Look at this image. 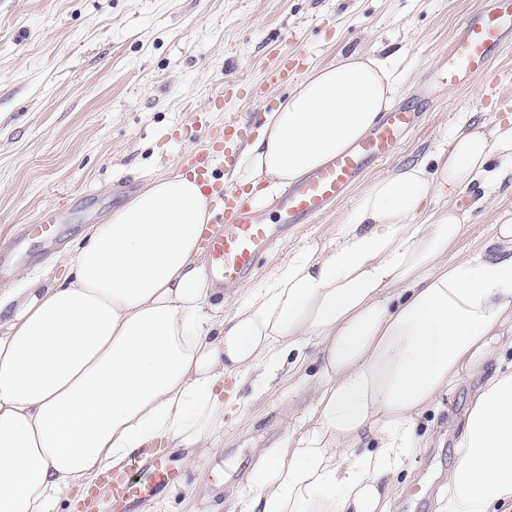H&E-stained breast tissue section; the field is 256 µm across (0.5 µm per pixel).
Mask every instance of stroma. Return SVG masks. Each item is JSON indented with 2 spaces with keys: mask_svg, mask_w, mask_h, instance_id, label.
I'll use <instances>...</instances> for the list:
<instances>
[{
  "mask_svg": "<svg viewBox=\"0 0 512 512\" xmlns=\"http://www.w3.org/2000/svg\"><path fill=\"white\" fill-rule=\"evenodd\" d=\"M479 0H0V289L60 279L76 241L104 223L177 157L203 147L210 124L238 118L258 126L287 86L265 72L283 51L308 65L338 53L382 51L398 77L395 104L410 102L451 34ZM254 91L210 101L225 81ZM512 113V53L488 83L436 89L394 162L434 152L460 122L494 125ZM355 184L315 223L291 231L263 258L267 275L288 249L327 238L355 204ZM55 209L57 243L23 226ZM479 384L463 378L438 410L422 415L427 437L394 478L395 512H433L453 463L466 410ZM308 397L299 380L281 382L259 401L224 414V445L198 466L171 449L185 482L134 512H234L263 448L282 439L281 423L299 419Z\"/></svg>",
  "mask_w": 512,
  "mask_h": 512,
  "instance_id": "1",
  "label": "stroma"
}]
</instances>
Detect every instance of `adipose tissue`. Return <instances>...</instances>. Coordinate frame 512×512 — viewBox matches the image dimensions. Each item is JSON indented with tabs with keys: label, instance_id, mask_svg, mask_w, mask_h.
Masks as SVG:
<instances>
[{
	"label": "adipose tissue",
	"instance_id": "obj_1",
	"mask_svg": "<svg viewBox=\"0 0 512 512\" xmlns=\"http://www.w3.org/2000/svg\"><path fill=\"white\" fill-rule=\"evenodd\" d=\"M396 85L373 54L309 68L225 182L265 207L364 138ZM497 154L512 159L510 115L372 174L340 229L238 288L229 316L202 272L208 198L185 174L155 178L93 225L66 277L24 288L0 330V512H60L103 468L161 444L196 464L224 440L225 381L263 396L310 348L305 422L259 453L239 512H389L419 416L464 374L483 382L436 512L512 505V364L492 362L512 318V212L465 252L454 200L476 183L493 198Z\"/></svg>",
	"mask_w": 512,
	"mask_h": 512
}]
</instances>
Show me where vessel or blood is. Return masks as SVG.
Returning <instances> with one entry per match:
<instances>
[{
	"mask_svg": "<svg viewBox=\"0 0 512 512\" xmlns=\"http://www.w3.org/2000/svg\"><path fill=\"white\" fill-rule=\"evenodd\" d=\"M512 49V0H480L457 28L448 51L434 66L435 80L461 87L486 77L505 50ZM300 55H282L269 67L270 83H287L298 69ZM414 125L411 112L396 108L383 113L370 133L322 167L289 185L275 203L278 221L264 223L243 190L224 183L220 169L233 167L235 143L247 136L241 121L216 124L210 145L180 155L178 163L215 203L211 224L201 236L207 272L213 287L232 291L252 275L268 246L289 228L315 219L340 200L370 162L391 156ZM165 450L150 453L137 471L104 469L96 489L76 495L72 512H95L106 495L114 512L149 501L177 485Z\"/></svg>",
	"mask_w": 512,
	"mask_h": 512,
	"instance_id": "b4317fda",
	"label": "vessel or blood"
}]
</instances>
